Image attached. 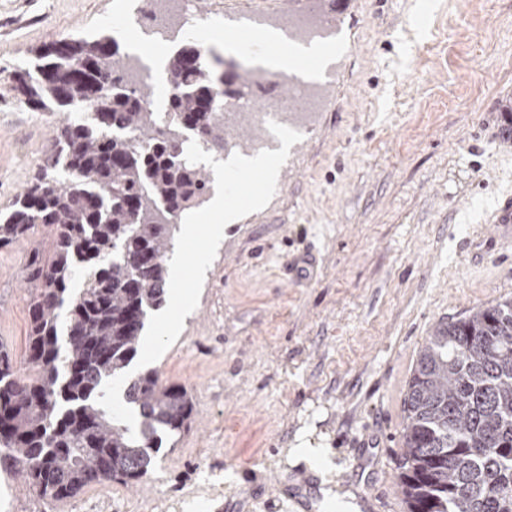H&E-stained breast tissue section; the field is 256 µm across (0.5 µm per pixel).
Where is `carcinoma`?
Segmentation results:
<instances>
[{
	"instance_id": "obj_1",
	"label": "carcinoma",
	"mask_w": 512,
	"mask_h": 512,
	"mask_svg": "<svg viewBox=\"0 0 512 512\" xmlns=\"http://www.w3.org/2000/svg\"><path fill=\"white\" fill-rule=\"evenodd\" d=\"M199 57L188 40L168 58L170 128L126 80L141 58L104 30L51 42L0 79L31 110L61 115L35 177L0 212L1 249L43 231L24 268L36 374L19 377L0 346V469L44 499L140 482L190 419L187 389L151 369L125 392L138 408L133 435L106 405L105 381L123 377L147 312L165 303L176 221L210 189L205 169L184 158L183 133L224 153V106L243 84L269 80ZM404 408L408 512H512L511 299L433 328Z\"/></svg>"
}]
</instances>
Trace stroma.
I'll list each match as a JSON object with an SVG mask.
<instances>
[{
	"label": "stroma",
	"mask_w": 512,
	"mask_h": 512,
	"mask_svg": "<svg viewBox=\"0 0 512 512\" xmlns=\"http://www.w3.org/2000/svg\"><path fill=\"white\" fill-rule=\"evenodd\" d=\"M126 0H0V78L69 35L145 42ZM331 77L263 209L226 225L196 309L155 362L193 413L143 481L55 503L0 472V512H407L404 398L441 321L512 299V246L478 236L512 193V0H339ZM225 29L285 32L324 0H185ZM59 116L0 99V209L23 191ZM32 235L0 250V345L26 366ZM292 272H285V265ZM308 442L320 469L293 455Z\"/></svg>",
	"instance_id": "stroma-1"
}]
</instances>
